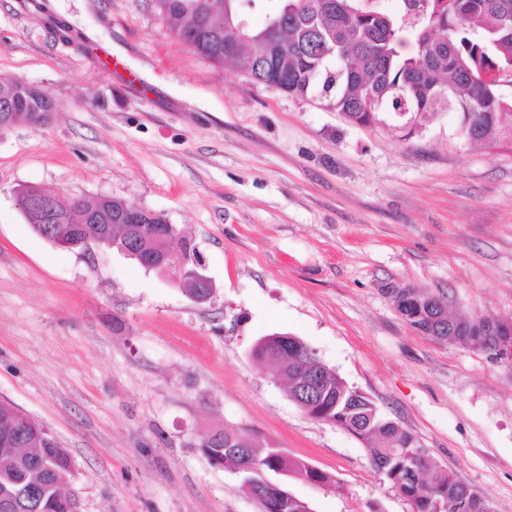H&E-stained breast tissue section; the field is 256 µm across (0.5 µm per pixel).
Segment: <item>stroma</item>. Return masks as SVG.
Segmentation results:
<instances>
[{"label":"stroma","mask_w":512,"mask_h":512,"mask_svg":"<svg viewBox=\"0 0 512 512\" xmlns=\"http://www.w3.org/2000/svg\"><path fill=\"white\" fill-rule=\"evenodd\" d=\"M48 125L0 134V400L66 448L79 512H262L202 449L253 436L331 475L314 512H411L360 439L310 418L252 350L302 339L494 512H512V361L415 330L392 293L512 322V147L443 110L404 140L251 83L148 0H0V81ZM162 214L215 285L194 301L114 248L37 236L18 195Z\"/></svg>","instance_id":"35a3bbf8"}]
</instances>
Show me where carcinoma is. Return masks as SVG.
<instances>
[{"instance_id": "1", "label": "carcinoma", "mask_w": 512, "mask_h": 512, "mask_svg": "<svg viewBox=\"0 0 512 512\" xmlns=\"http://www.w3.org/2000/svg\"><path fill=\"white\" fill-rule=\"evenodd\" d=\"M167 18L170 30L200 56L254 84L289 96L312 98L359 126L386 120L390 130L409 138L426 128L443 108L460 114L459 134L471 142L512 145V100L499 92L494 75L512 72V0H401L402 11L385 13L361 7L357 0H281L280 9L266 18L260 29H238L249 21L259 0H150ZM288 14V31H268L271 20ZM414 32L417 50L401 52V33ZM251 40L245 41L243 35ZM14 81L0 82V111L15 103L16 117L34 121L33 112L46 111L50 95L39 92L41 105L20 100ZM124 204L103 205L79 200L67 206L55 203L58 232L70 233L85 214L104 209L113 214ZM398 310L409 323L423 324L438 314L411 301ZM467 318L448 314L440 320V338L466 341L459 327ZM268 350L276 352L273 366L288 381V395L304 412L328 415L336 425L365 441L372 465L411 512H492L489 501L436 469L427 451L411 432L386 418L373 401L350 386L335 370H323V392L310 403L296 399L303 364L313 349L295 336L274 333L255 346L254 357L269 363ZM204 453L217 466L239 474L243 484L261 502L264 512H280L282 493L268 475L286 469L326 485L328 474L290 460L276 448L262 447L248 435L226 430L212 435ZM45 458L48 468L33 463ZM67 451L42 442L33 432H21L7 442L0 432V501L22 489H32L34 512H74L68 496L53 482L70 474Z\"/></svg>"}]
</instances>
